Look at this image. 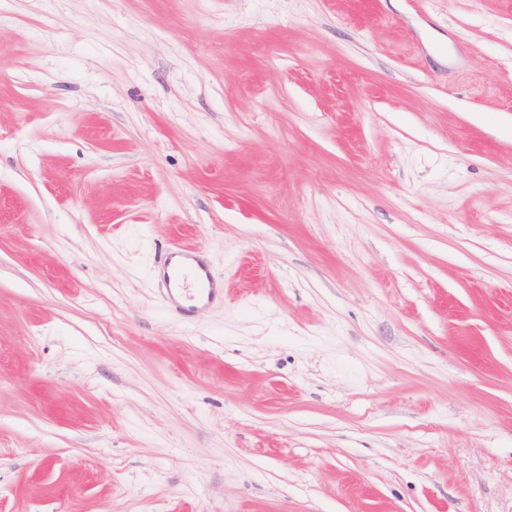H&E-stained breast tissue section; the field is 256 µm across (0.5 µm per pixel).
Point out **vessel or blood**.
<instances>
[{"label":"vessel or blood","mask_w":512,"mask_h":512,"mask_svg":"<svg viewBox=\"0 0 512 512\" xmlns=\"http://www.w3.org/2000/svg\"><path fill=\"white\" fill-rule=\"evenodd\" d=\"M162 284L168 308L186 317L201 306L223 296L221 284L216 281L203 263L197 262L194 252L175 247L166 254Z\"/></svg>","instance_id":"b4317fda"}]
</instances>
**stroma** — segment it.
<instances>
[{"label": "stroma", "mask_w": 512, "mask_h": 512, "mask_svg": "<svg viewBox=\"0 0 512 512\" xmlns=\"http://www.w3.org/2000/svg\"><path fill=\"white\" fill-rule=\"evenodd\" d=\"M0 512H512V0H0ZM176 258L179 261L174 263ZM162 266L167 270V275L165 272L161 281L168 309L179 316H190L196 308L208 305L224 295L221 283L197 259L196 253L188 249L173 247L166 254Z\"/></svg>", "instance_id": "obj_1"}]
</instances>
